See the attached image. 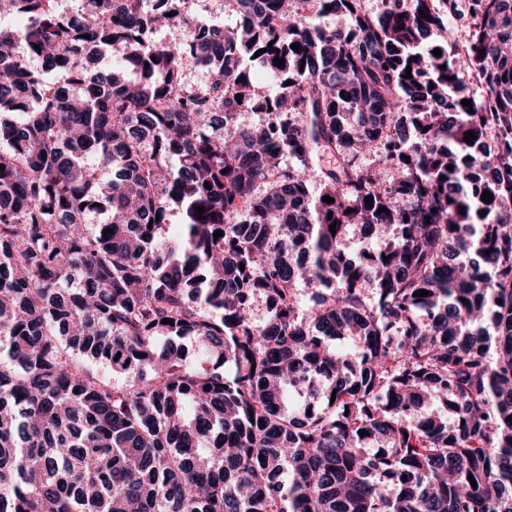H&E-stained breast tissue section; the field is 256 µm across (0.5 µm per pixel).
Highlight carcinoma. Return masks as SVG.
<instances>
[{"label": "carcinoma", "instance_id": "cac0c4a2", "mask_svg": "<svg viewBox=\"0 0 512 512\" xmlns=\"http://www.w3.org/2000/svg\"><path fill=\"white\" fill-rule=\"evenodd\" d=\"M172 2L0 0V512H512V0ZM197 5L194 6V9L189 12L201 19L208 20L213 19L217 21H221L226 26L235 27L238 25V15L233 5L228 2L229 0H222L224 5H222L221 0H198Z\"/></svg>", "mask_w": 512, "mask_h": 512}]
</instances>
